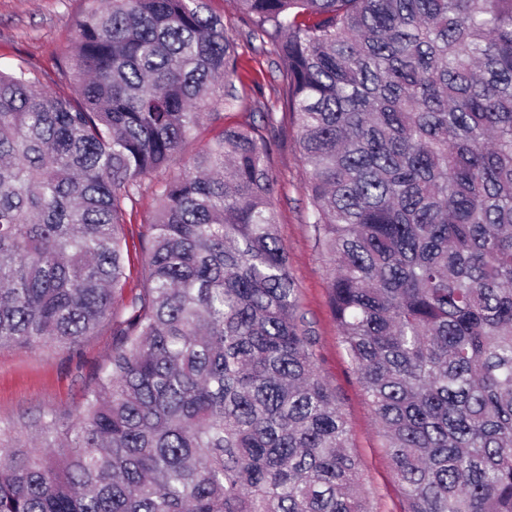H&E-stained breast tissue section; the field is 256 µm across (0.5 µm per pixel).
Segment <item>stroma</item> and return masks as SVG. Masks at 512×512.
Returning <instances> with one entry per match:
<instances>
[{"label":"stroma","instance_id":"stroma-1","mask_svg":"<svg viewBox=\"0 0 512 512\" xmlns=\"http://www.w3.org/2000/svg\"><path fill=\"white\" fill-rule=\"evenodd\" d=\"M86 7V0H0V68L24 65L44 87H55L57 63ZM210 8L222 17L224 35L235 43L239 54L237 99L231 107L222 108L224 120L245 127L262 125L263 113L279 94L278 59L270 46L250 37V21L240 13L235 0H210ZM268 138L270 162L278 180L275 205L279 239L291 257L300 308L315 330L319 369L338 395L372 512H402L403 495L393 480L373 415L341 346L332 315L329 262L307 222L306 174L299 162L291 115L278 114L277 126ZM157 208V179L144 177L126 227L129 244L139 243ZM111 354L112 328L107 324L85 339L77 361L52 346L1 348L0 427L20 432L39 412L73 411L85 385Z\"/></svg>","mask_w":512,"mask_h":512}]
</instances>
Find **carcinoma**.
<instances>
[{
	"label": "carcinoma",
	"mask_w": 512,
	"mask_h": 512,
	"mask_svg": "<svg viewBox=\"0 0 512 512\" xmlns=\"http://www.w3.org/2000/svg\"><path fill=\"white\" fill-rule=\"evenodd\" d=\"M71 94L0 69V347L71 355L79 409L0 448V512H371L206 0H87ZM279 59L339 339L403 512H512V0H236ZM160 174L144 277L125 226Z\"/></svg>",
	"instance_id": "1"
}]
</instances>
